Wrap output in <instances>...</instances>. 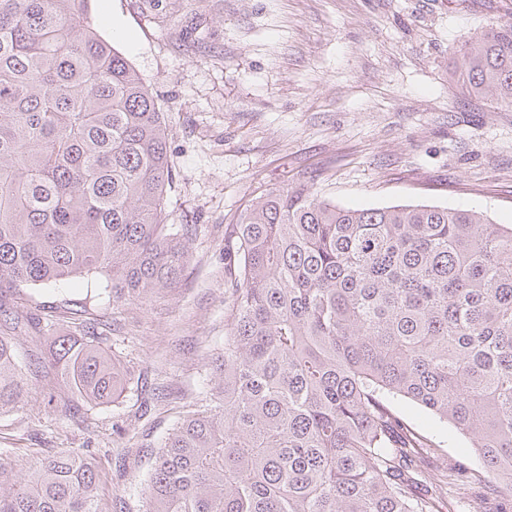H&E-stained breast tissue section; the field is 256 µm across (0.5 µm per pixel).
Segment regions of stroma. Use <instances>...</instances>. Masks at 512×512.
Wrapping results in <instances>:
<instances>
[{"mask_svg": "<svg viewBox=\"0 0 512 512\" xmlns=\"http://www.w3.org/2000/svg\"><path fill=\"white\" fill-rule=\"evenodd\" d=\"M91 19L140 73L169 124L168 221L192 230L180 287L113 300L101 277L33 289L42 331L16 332L22 366L93 326L121 363L116 402L78 401L49 368L0 412V460L24 470L87 454L98 512H145L167 432L203 405L224 348V226L259 191L306 177L342 206L473 208L512 224V109L465 95L460 42L512 21V0H93ZM404 427L443 440L420 465L465 480V439L401 403Z\"/></svg>", "mask_w": 512, "mask_h": 512, "instance_id": "1", "label": "stroma"}]
</instances>
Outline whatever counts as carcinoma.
<instances>
[{
  "label": "carcinoma",
  "mask_w": 512,
  "mask_h": 512,
  "mask_svg": "<svg viewBox=\"0 0 512 512\" xmlns=\"http://www.w3.org/2000/svg\"><path fill=\"white\" fill-rule=\"evenodd\" d=\"M91 0H0L1 328L22 289L104 276L112 299L182 282L189 230L166 219L169 130ZM463 92L512 108V22L464 40ZM224 351L206 404L162 439L146 512H455L461 487L418 469L441 445L402 432L412 403L474 449L477 481L512 489V224L473 209L345 208L299 184L257 194L224 228ZM52 368L88 404L123 372L54 337ZM27 392L0 336V411ZM96 470L62 451L0 461V512H96Z\"/></svg>",
  "instance_id": "1"
}]
</instances>
